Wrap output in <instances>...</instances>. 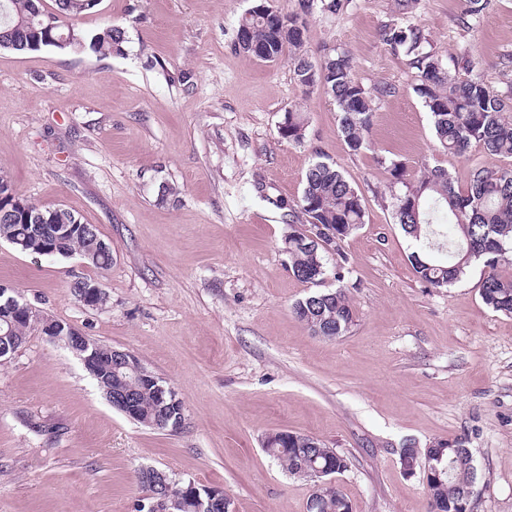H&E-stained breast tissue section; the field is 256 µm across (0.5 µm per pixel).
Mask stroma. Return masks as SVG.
I'll use <instances>...</instances> for the list:
<instances>
[{"label": "stroma", "instance_id": "obj_1", "mask_svg": "<svg viewBox=\"0 0 512 512\" xmlns=\"http://www.w3.org/2000/svg\"><path fill=\"white\" fill-rule=\"evenodd\" d=\"M261 0H99L78 22L125 28L121 54L0 51V172L39 205L63 204L112 250L101 271L0 240V284L37 313L133 353L173 388L185 420L154 430L112 407L81 360L33 330L0 360V512H137L146 466L219 487L234 512H307L314 483L288 474L265 437L310 435L347 456L336 482L352 512H432L405 443L464 437L477 468L474 512H512V316L479 295L483 264L447 288L414 274L381 159L448 170L512 158L434 146L415 71L381 41L397 17L421 26L445 61L470 44L483 78L512 84V0H489L460 30L461 0H344L307 18L310 51L348 52L365 86L395 84L378 108L372 150L350 152L336 106L303 92L289 58L238 52V21ZM307 114L302 143L281 139L289 108ZM335 162L364 199L362 226L327 260L323 289L344 287L348 332L311 335L292 306L318 286L289 269L287 240L317 159ZM100 282L105 307L77 299Z\"/></svg>", "mask_w": 512, "mask_h": 512}]
</instances>
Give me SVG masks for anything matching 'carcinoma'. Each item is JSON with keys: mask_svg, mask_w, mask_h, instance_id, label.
Masks as SVG:
<instances>
[{"mask_svg": "<svg viewBox=\"0 0 512 512\" xmlns=\"http://www.w3.org/2000/svg\"><path fill=\"white\" fill-rule=\"evenodd\" d=\"M54 11L45 10L42 0H0V50L24 53L52 46L51 38L65 35L66 50H90L97 54H120L127 42L126 31L110 24L87 33L76 21L95 4L91 0H54ZM488 0H463L457 15L458 27L469 32L484 17ZM341 0H297L296 10L284 13L268 4L263 11H247L237 29H248L261 42L267 53L261 57L250 48L238 46L241 52L264 62H276L284 54L291 55L298 85L310 91L319 88L336 103L340 132L348 149L354 153L371 149L368 138L379 105L398 93L388 82L370 88L356 75L348 53L323 49L317 57L306 50V18L314 9L335 12ZM51 14L54 27L41 26L29 30L17 23L29 17L38 20ZM383 44L394 54L409 58L416 70L413 90L422 100L432 120L436 146L444 153L462 154L477 143L490 156L512 157V85L506 90L496 88L478 73L470 48L461 50L466 77L452 73L435 52L423 30L411 23L390 21L381 30ZM306 118L298 108L285 113L279 137L294 143L304 140ZM391 183L405 190L394 195L396 223L418 242L409 261L416 276L433 288H444L461 280L473 265L481 261L490 268L480 284L483 303L493 311L512 315V169L472 171L467 190L455 189L448 171L442 167L428 168L414 180L406 179V168L397 160L383 157ZM306 216L307 227L288 237L290 270L295 278L316 285L325 280L327 258L339 250L340 242L363 223L365 209L356 187L335 163L316 161L305 175L298 200ZM0 210L7 212L11 222L0 223V239L20 235L43 219V229L54 224H72L78 216L68 208L40 206L21 197L11 180L0 174ZM321 238L329 248L311 246L310 236ZM296 318L314 336H325L336 329L341 336L354 324L356 314L347 291L338 288L322 294L314 293L293 306ZM97 385L118 393L135 396L136 411L131 419L150 428L154 421H174L178 410L160 400L156 385L134 379L117 362L97 374ZM264 451L289 474L327 467L333 474L347 470L349 460L315 437L282 430L266 436ZM466 439L457 437L424 449L429 473L424 475L425 487L433 507L441 512H474V499L466 498L468 487L476 482L471 458L466 455ZM307 512H351V505L339 489L319 500Z\"/></svg>", "mask_w": 512, "mask_h": 512, "instance_id": "cac0c4a2", "label": "carcinoma"}]
</instances>
